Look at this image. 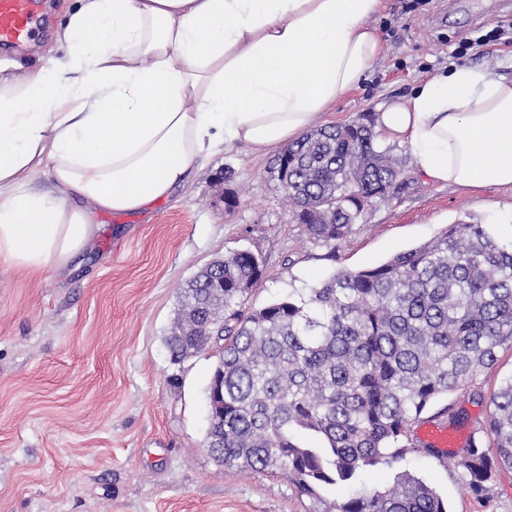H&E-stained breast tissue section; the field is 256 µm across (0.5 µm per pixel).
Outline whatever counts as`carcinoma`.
I'll list each match as a JSON object with an SVG mask.
<instances>
[{"label": "carcinoma", "mask_w": 512, "mask_h": 512, "mask_svg": "<svg viewBox=\"0 0 512 512\" xmlns=\"http://www.w3.org/2000/svg\"><path fill=\"white\" fill-rule=\"evenodd\" d=\"M371 122L312 130L282 150L287 203L308 236L336 250L365 203L396 185L403 160L379 148ZM264 278L263 262L237 250L201 268L180 300L167 338L171 358L189 357V336L219 335L224 414L209 420L210 449L226 467L270 471L301 492L346 486L369 468L415 451L407 430L428 405L464 390L512 350V243L490 225L450 224L428 242L362 270H340L259 310L240 299ZM323 440L309 447L296 438ZM483 433L459 451L461 484L489 496L498 468L512 469V374L489 398ZM323 512H448L441 497L404 473L382 491L336 499Z\"/></svg>", "instance_id": "cac0c4a2"}]
</instances>
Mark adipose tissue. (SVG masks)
<instances>
[{
	"label": "adipose tissue",
	"mask_w": 512,
	"mask_h": 512,
	"mask_svg": "<svg viewBox=\"0 0 512 512\" xmlns=\"http://www.w3.org/2000/svg\"><path fill=\"white\" fill-rule=\"evenodd\" d=\"M382 0H81L51 68L0 77V263L58 270L99 213L168 199L201 156L319 124L377 61ZM426 180L512 190V77L456 69L375 115ZM46 168L54 191L29 187Z\"/></svg>",
	"instance_id": "ef3b65f1"
}]
</instances>
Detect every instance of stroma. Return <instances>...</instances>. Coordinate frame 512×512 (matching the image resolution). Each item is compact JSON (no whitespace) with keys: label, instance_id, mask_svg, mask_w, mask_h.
Masks as SVG:
<instances>
[{"label":"stroma","instance_id":"1","mask_svg":"<svg viewBox=\"0 0 512 512\" xmlns=\"http://www.w3.org/2000/svg\"><path fill=\"white\" fill-rule=\"evenodd\" d=\"M69 0H48L45 30L0 53L16 77L46 67ZM382 51L354 90L323 117L344 125L379 104L409 98L450 67L480 66L512 76V0H384L370 17ZM487 37L481 47L465 39ZM402 184L366 205L354 232L329 249L291 216L277 178L278 150L257 156L234 145L201 161L169 199L139 213L96 215L91 247L67 269L37 275L0 264V512H322L334 500L302 493L267 471L219 465L206 447V388L212 351L173 362L166 338L181 292L203 266L239 249L259 254L264 279L246 293L258 310L341 270L379 265L451 224L512 217V191H463L425 180L406 146ZM512 351L480 374L472 399L439 397L425 422L446 407L479 432ZM430 485L449 512H512V470L497 471L492 498L461 488L453 462L425 451L361 474L370 489L401 473Z\"/></svg>","mask_w":512,"mask_h":512}]
</instances>
